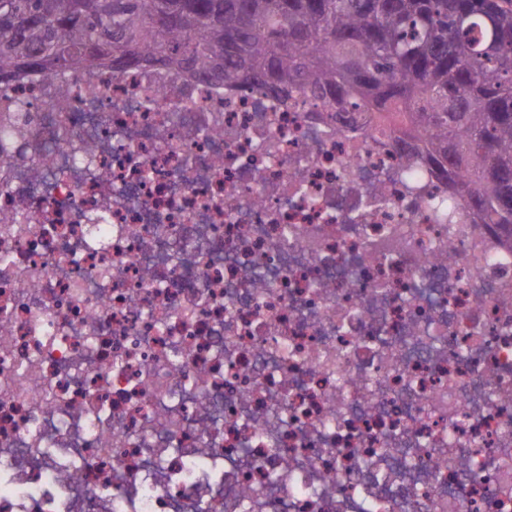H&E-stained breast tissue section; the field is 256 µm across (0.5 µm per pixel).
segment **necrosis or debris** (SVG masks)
<instances>
[{
  "mask_svg": "<svg viewBox=\"0 0 512 512\" xmlns=\"http://www.w3.org/2000/svg\"><path fill=\"white\" fill-rule=\"evenodd\" d=\"M403 122L0 83V512H512V238Z\"/></svg>",
  "mask_w": 512,
  "mask_h": 512,
  "instance_id": "obj_1",
  "label": "necrosis or debris"
}]
</instances>
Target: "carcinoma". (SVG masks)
<instances>
[{
    "label": "carcinoma",
    "mask_w": 512,
    "mask_h": 512,
    "mask_svg": "<svg viewBox=\"0 0 512 512\" xmlns=\"http://www.w3.org/2000/svg\"><path fill=\"white\" fill-rule=\"evenodd\" d=\"M112 56L95 61L93 43ZM145 62L264 94L405 113L484 224L512 225L507 0H0V81Z\"/></svg>",
    "instance_id": "cac0c4a2"
}]
</instances>
